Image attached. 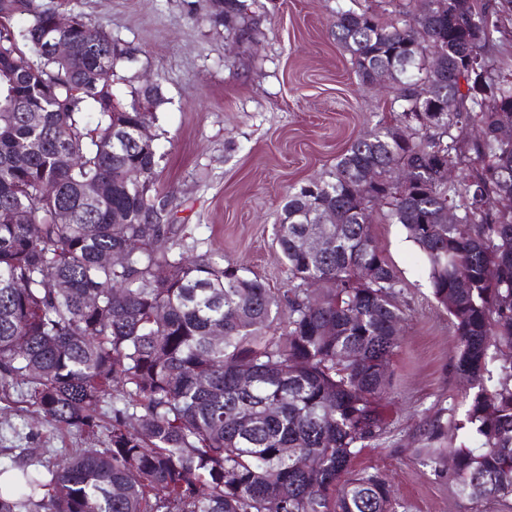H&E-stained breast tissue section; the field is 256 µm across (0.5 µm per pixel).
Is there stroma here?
<instances>
[{
	"mask_svg": "<svg viewBox=\"0 0 512 512\" xmlns=\"http://www.w3.org/2000/svg\"><path fill=\"white\" fill-rule=\"evenodd\" d=\"M406 0H259V32L236 39L206 20L209 0H64V15L100 23L137 51L118 64L112 91L159 82L154 129L164 156L155 180L168 200L171 243L223 257L279 293L291 284L276 241L289 187L328 177L350 143L394 124L393 89L361 82L331 33L337 8L401 10ZM373 236L401 278L407 318L377 401L384 432L354 461L387 483L395 512H512V502L472 500L453 477L424 465L427 428L441 420L437 446L461 440L466 381L454 363L457 341L435 300L422 259L401 225L375 212ZM106 434L37 424L20 396L0 401V462L53 448H102Z\"/></svg>",
	"mask_w": 512,
	"mask_h": 512,
	"instance_id": "35a3bbf8",
	"label": "stroma"
}]
</instances>
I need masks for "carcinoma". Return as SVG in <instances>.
Returning <instances> with one entry per match:
<instances>
[{
  "label": "carcinoma",
  "instance_id": "1",
  "mask_svg": "<svg viewBox=\"0 0 512 512\" xmlns=\"http://www.w3.org/2000/svg\"><path fill=\"white\" fill-rule=\"evenodd\" d=\"M505 8L336 10L333 36L360 80L399 86L400 123L289 192L276 230L289 297L165 245L161 87L134 89L128 105L112 93L130 50L88 20L64 33L73 52L59 59L45 49L54 0H0V400L18 390L44 422L88 438L95 408L112 407L106 448L1 466L0 512H269L273 500L280 512H395L378 473L352 469L383 432L374 400L405 319L399 273L372 236L377 208L423 258L473 390L449 474L471 499H512V207L500 205L512 197V74L487 51ZM207 20L258 31L246 0H211ZM328 211L342 233L313 253ZM112 253L122 261H101ZM285 300L287 333L273 341Z\"/></svg>",
  "mask_w": 512,
  "mask_h": 512
}]
</instances>
